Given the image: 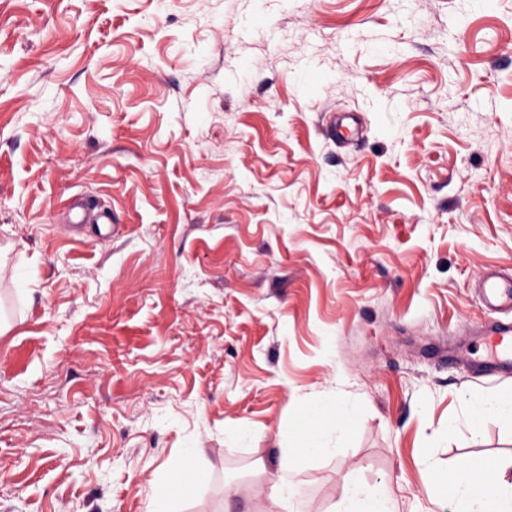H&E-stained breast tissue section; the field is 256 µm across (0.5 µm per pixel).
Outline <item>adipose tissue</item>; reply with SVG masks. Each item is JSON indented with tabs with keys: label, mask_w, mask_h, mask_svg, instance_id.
I'll return each mask as SVG.
<instances>
[{
	"label": "adipose tissue",
	"mask_w": 512,
	"mask_h": 512,
	"mask_svg": "<svg viewBox=\"0 0 512 512\" xmlns=\"http://www.w3.org/2000/svg\"><path fill=\"white\" fill-rule=\"evenodd\" d=\"M470 461L455 465L448 484L461 512H512V467L499 465L474 479ZM336 512H393L379 490L349 480Z\"/></svg>",
	"instance_id": "obj_1"
}]
</instances>
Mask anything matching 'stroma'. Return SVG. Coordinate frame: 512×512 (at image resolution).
I'll return each instance as SVG.
<instances>
[{"label":"stroma","mask_w":512,"mask_h":512,"mask_svg":"<svg viewBox=\"0 0 512 512\" xmlns=\"http://www.w3.org/2000/svg\"><path fill=\"white\" fill-rule=\"evenodd\" d=\"M353 114L352 136L327 133ZM112 216L75 231L73 206ZM512 0H0V512H397L512 457ZM357 417L281 461L305 411ZM477 280L487 306L498 311L507 309V315L512 313V277L483 271L477 275ZM480 335L485 339L482 359L477 364L480 372L512 371V320L508 317L489 324H481ZM474 422H481L489 416L512 420V391H503L490 399L475 401L471 406ZM183 489L175 484L172 475L168 474L167 478L158 484L155 493L149 499L145 511L146 512H172L171 504L178 498L183 497ZM336 512H395L379 490L346 480L344 495Z\"/></svg>","instance_id":"stroma-1"}]
</instances>
